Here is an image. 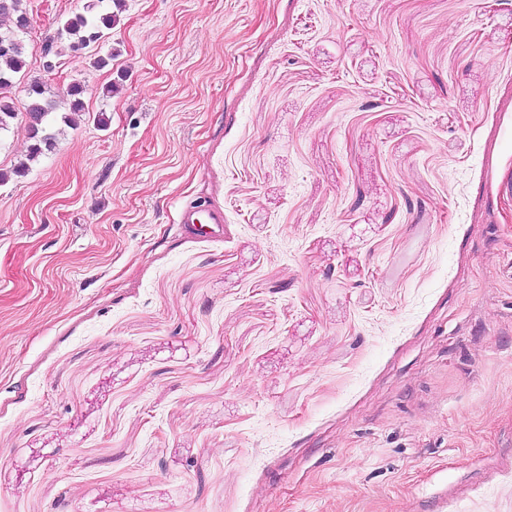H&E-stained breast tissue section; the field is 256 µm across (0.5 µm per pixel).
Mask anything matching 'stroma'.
<instances>
[{"instance_id": "35a3bbf8", "label": "stroma", "mask_w": 512, "mask_h": 512, "mask_svg": "<svg viewBox=\"0 0 512 512\" xmlns=\"http://www.w3.org/2000/svg\"><path fill=\"white\" fill-rule=\"evenodd\" d=\"M88 2L24 0L89 112L0 186V512H512V8L125 0L98 70ZM113 6V7H112ZM98 10L92 13L93 9ZM125 0H96L87 6V14L75 13L60 19L52 41L66 44L71 53L107 35L119 22Z\"/></svg>"}]
</instances>
